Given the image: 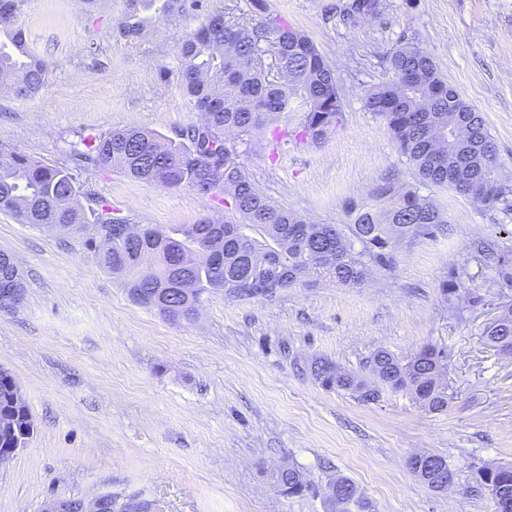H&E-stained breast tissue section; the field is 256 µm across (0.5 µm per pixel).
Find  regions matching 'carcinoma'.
<instances>
[{
  "label": "carcinoma",
  "mask_w": 512,
  "mask_h": 512,
  "mask_svg": "<svg viewBox=\"0 0 512 512\" xmlns=\"http://www.w3.org/2000/svg\"><path fill=\"white\" fill-rule=\"evenodd\" d=\"M25 0H0V35L24 42L16 24ZM251 17L212 23L207 15L178 47L179 88L190 111L201 120L183 127L177 139L141 127L112 129L92 139L81 137L71 150L73 166H50L17 151H0V209L22 224L70 231L90 224L100 239L85 246L99 254L102 267L118 279L137 304L180 323L197 314L201 296L222 290L237 297H271L319 281L361 286L371 267H392L404 239L435 238L448 220L421 186H437L477 199L488 211L512 215V185L500 180L497 146L481 113L444 80L432 58L413 40L383 54L388 78L368 87L365 108L387 125L399 155L414 176L412 183L385 178L365 201H348L350 223L315 224L260 189L240 158L259 145L278 161L288 141L319 142L339 124L343 92L335 69L310 36L270 11L267 0H250ZM186 7V0H127L117 27L125 41L143 36L154 11L165 17ZM383 0H346L342 21L352 23L383 12ZM47 63L0 43V79L18 97L35 96L45 84ZM303 112L300 123L288 113ZM118 168L134 179L171 188L187 187L224 202V220L195 224L143 225L126 233L124 217L112 216L103 199L83 206L76 171ZM474 251L503 284H512V255L490 240L477 239ZM24 288L14 257L0 252V291ZM465 288L464 273L448 270L441 284L447 298ZM490 345L512 352V308L488 324ZM445 356L432 345L400 359L379 349L368 358L365 378L327 359L311 363L322 387L375 403L382 391L405 392L432 411L448 407L440 391ZM0 418L15 425L0 433V449L25 445L33 431L29 409L15 404L9 374L0 370ZM283 491L305 488L300 471L279 476ZM480 487L500 490L495 512H512V467L477 469ZM332 512H370L362 496L331 498Z\"/></svg>",
  "instance_id": "1"
}]
</instances>
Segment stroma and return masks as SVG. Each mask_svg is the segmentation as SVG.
<instances>
[{"label":"stroma","instance_id":"obj_1","mask_svg":"<svg viewBox=\"0 0 512 512\" xmlns=\"http://www.w3.org/2000/svg\"><path fill=\"white\" fill-rule=\"evenodd\" d=\"M335 2L269 0L335 67L344 113L325 140L289 145L278 164L259 151L243 156L265 194L315 223L345 224L348 200L367 197L386 174L411 181L386 123L364 107L365 89L386 76L381 54L404 37L418 38L481 112L512 177V0H385L381 15L353 26L329 18ZM125 8L26 0L19 23L49 72L35 97L0 90V147L64 165L81 136L137 126L171 138L199 121L159 70L178 71L177 46L201 16L152 18L146 38L126 42L117 37ZM78 181L85 198H103L136 225L224 216L190 189L116 168ZM421 192L447 214L446 234L401 242L395 265L372 268L363 287L207 292L196 319L177 324L128 298L86 249L92 227L61 235L0 210V251L25 278L23 303L0 311V369L35 424L28 446L0 465V512L102 494L153 512H327L325 492L339 476L377 512H493L474 473L512 465V354L489 347L482 330L512 306V287L496 283L471 243L490 238L512 252V221L446 188ZM453 266L484 305L462 298L449 308L441 282ZM427 344L448 357L443 412L402 392L365 404L305 370L321 357L357 373L378 349L408 357ZM417 453L445 458L454 486L420 480L408 466ZM285 465L308 491H280Z\"/></svg>","mask_w":512,"mask_h":512}]
</instances>
